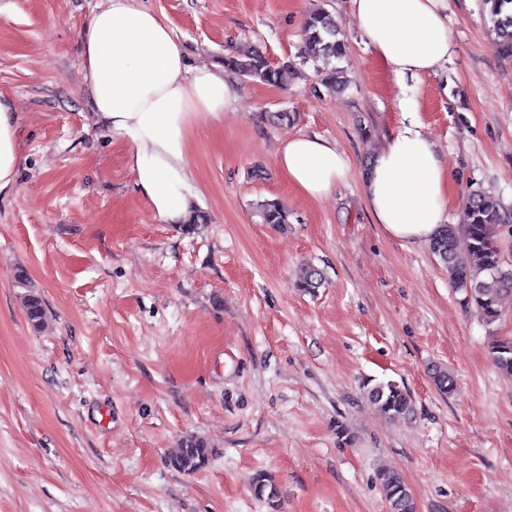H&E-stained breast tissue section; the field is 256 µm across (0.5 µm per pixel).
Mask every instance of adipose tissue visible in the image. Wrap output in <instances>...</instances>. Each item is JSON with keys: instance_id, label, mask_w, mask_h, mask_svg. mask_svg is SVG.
Masks as SVG:
<instances>
[{"instance_id": "1", "label": "adipose tissue", "mask_w": 512, "mask_h": 512, "mask_svg": "<svg viewBox=\"0 0 512 512\" xmlns=\"http://www.w3.org/2000/svg\"><path fill=\"white\" fill-rule=\"evenodd\" d=\"M364 43L394 77L438 75L455 54L448 0H352ZM84 77L96 112L130 147L137 191L164 224L183 223L193 201L189 131L200 118L222 120L234 98L231 74L189 66L182 43L155 11L136 0H104L81 32ZM406 119L362 174L377 224L410 245L429 242L446 220L451 170L424 125L402 100ZM276 167L301 195L326 197L349 161L334 142L299 133L278 149ZM19 165L17 116L0 100V192Z\"/></svg>"}]
</instances>
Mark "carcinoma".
Wrapping results in <instances>:
<instances>
[{"label": "carcinoma", "instance_id": "obj_1", "mask_svg": "<svg viewBox=\"0 0 512 512\" xmlns=\"http://www.w3.org/2000/svg\"><path fill=\"white\" fill-rule=\"evenodd\" d=\"M486 12L497 31L493 43L495 52L512 57V0H484ZM347 44L336 20L325 9L310 11L303 25V40L298 58L285 57L273 63L260 50L235 51L224 55V68L239 76L266 85H283L294 76L302 75L301 67L312 61L322 63L316 68L320 83L333 90L347 86L345 69L332 61L345 58ZM258 210L263 223L283 226L288 213L274 200L262 201ZM505 214L497 198L484 190L474 189L467 196L463 223L445 224L428 244L429 251L438 258L448 273L454 288L464 294L465 303L475 308L489 325L501 315V299L512 293V264L505 260L501 248V234ZM322 272L313 266H303L298 273L297 287L313 293L322 285ZM32 328L42 332L49 321L42 298L28 291L22 300ZM489 354L494 367L512 376V338H493ZM431 379L442 394L453 391L455 379L445 366L435 365ZM369 401L390 418L407 416L413 411L409 393L394 383H379L366 390ZM209 459L206 442L190 437L180 443L170 457L171 466L191 474L203 468ZM378 481L389 512H417L412 493L401 476L393 470H382ZM254 495L273 505L276 487L271 480L258 477L253 486Z\"/></svg>", "mask_w": 512, "mask_h": 512}]
</instances>
